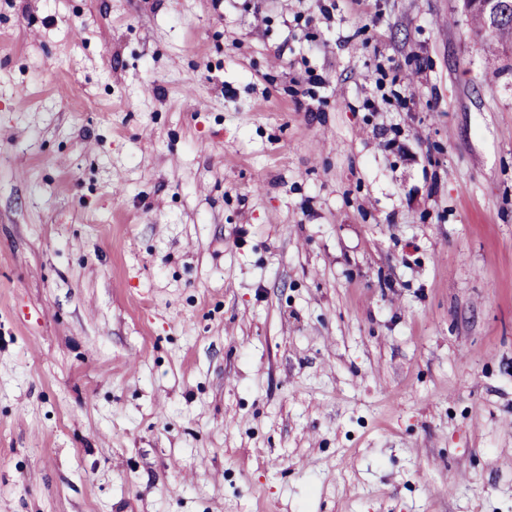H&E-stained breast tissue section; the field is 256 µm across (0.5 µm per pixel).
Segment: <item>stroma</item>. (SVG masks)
<instances>
[{"instance_id": "35a3bbf8", "label": "stroma", "mask_w": 512, "mask_h": 512, "mask_svg": "<svg viewBox=\"0 0 512 512\" xmlns=\"http://www.w3.org/2000/svg\"><path fill=\"white\" fill-rule=\"evenodd\" d=\"M0 512H512V48L0 0Z\"/></svg>"}]
</instances>
